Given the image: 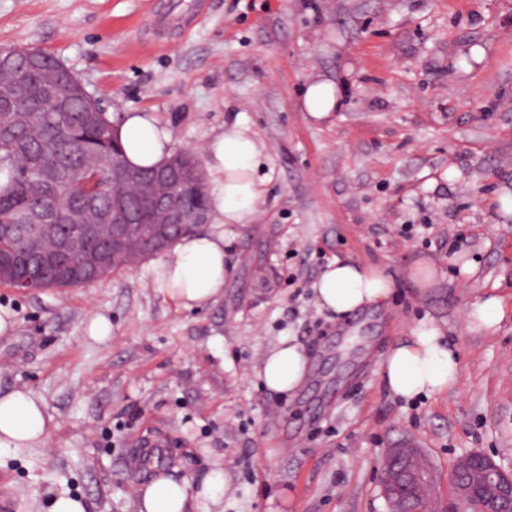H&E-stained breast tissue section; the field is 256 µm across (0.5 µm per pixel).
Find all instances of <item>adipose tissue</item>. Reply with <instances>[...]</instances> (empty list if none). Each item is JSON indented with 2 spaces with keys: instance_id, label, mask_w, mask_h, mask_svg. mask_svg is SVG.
<instances>
[{
  "instance_id": "ef3b65f1",
  "label": "adipose tissue",
  "mask_w": 512,
  "mask_h": 512,
  "mask_svg": "<svg viewBox=\"0 0 512 512\" xmlns=\"http://www.w3.org/2000/svg\"><path fill=\"white\" fill-rule=\"evenodd\" d=\"M117 129L131 168L156 166L171 152V133L153 114L125 111ZM203 158L210 217L220 229L181 236L155 269L164 294L186 310L213 304L223 294L224 228L249 223L259 214L267 180L265 145L243 120L225 122L204 145ZM393 289L392 280L378 268L337 259L312 284L316 306L341 317L387 303ZM306 366L302 348L284 340L267 352L259 375L270 391L289 393L303 380ZM382 378L394 395L407 400L442 393L459 380L457 353L438 327L422 324L391 348L382 363ZM53 428L43 399L31 389L0 394V450L45 447ZM224 487L220 469L199 479L163 474L138 487L133 504L135 512H197L203 503L222 512Z\"/></svg>"
}]
</instances>
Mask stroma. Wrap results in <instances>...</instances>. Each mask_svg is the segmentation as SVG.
Instances as JSON below:
<instances>
[{"label":"stroma","mask_w":512,"mask_h":512,"mask_svg":"<svg viewBox=\"0 0 512 512\" xmlns=\"http://www.w3.org/2000/svg\"><path fill=\"white\" fill-rule=\"evenodd\" d=\"M0 46L50 53L107 116L154 113L180 148L246 120L272 168L214 304L169 301L154 257L75 288L0 283L16 320L0 393L30 388L56 424L46 447L0 453V512L60 493L134 512L127 462L161 434L186 476L223 469L224 512H386L380 454L408 439L441 498L455 454L512 467V0H0ZM311 77L338 88L327 119L302 109ZM333 259L390 276L389 305L319 310ZM492 296L486 329L469 313ZM99 315L103 341L86 332ZM423 322L457 346L460 378L406 401L380 367ZM283 338L308 360L289 394L257 375Z\"/></svg>","instance_id":"1"}]
</instances>
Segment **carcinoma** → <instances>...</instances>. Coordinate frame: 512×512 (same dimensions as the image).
Instances as JSON below:
<instances>
[{
    "mask_svg": "<svg viewBox=\"0 0 512 512\" xmlns=\"http://www.w3.org/2000/svg\"><path fill=\"white\" fill-rule=\"evenodd\" d=\"M6 48L0 47V50ZM10 57L23 61L37 54L43 63L57 68L61 78L70 79V71L51 55L32 49L10 47ZM21 86L0 85V101L19 108L0 112V174L7 186L0 189V261L16 265L17 276L36 279L44 289L68 288L69 282L54 278V269L28 261L25 241L14 227L28 212L41 211L58 237L70 226L68 213L98 194L100 181L112 180V169L90 174L81 186L66 178V170L82 165L96 156L124 157L115 137L114 124L105 113L90 107L80 86H73L65 110H55L41 71L23 68ZM193 172L189 182L172 189V197L188 215L208 209L204 189V171L198 158L186 152Z\"/></svg>",
    "mask_w": 512,
    "mask_h": 512,
    "instance_id": "obj_1",
    "label": "carcinoma"
}]
</instances>
